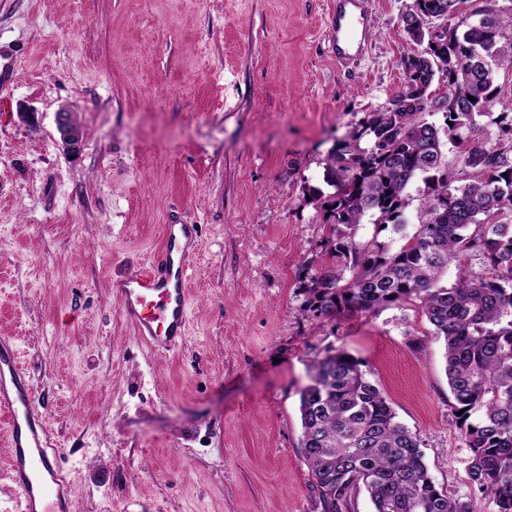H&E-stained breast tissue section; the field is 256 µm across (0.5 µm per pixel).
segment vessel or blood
Wrapping results in <instances>:
<instances>
[{
  "label": "vessel or blood",
  "mask_w": 512,
  "mask_h": 512,
  "mask_svg": "<svg viewBox=\"0 0 512 512\" xmlns=\"http://www.w3.org/2000/svg\"><path fill=\"white\" fill-rule=\"evenodd\" d=\"M360 0H335L331 14L332 49L337 60L358 54L364 36ZM164 242L146 272L113 278L111 288L137 336L159 353L176 350L188 327V275L197 248L199 227L175 219L163 228ZM0 409L8 413L11 448L9 475L19 492L13 512H60L71 486L40 411L33 384L14 345L0 340Z\"/></svg>",
  "instance_id": "1"
}]
</instances>
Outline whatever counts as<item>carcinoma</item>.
I'll use <instances>...</instances> for the list:
<instances>
[{
  "label": "carcinoma",
  "mask_w": 512,
  "mask_h": 512,
  "mask_svg": "<svg viewBox=\"0 0 512 512\" xmlns=\"http://www.w3.org/2000/svg\"><path fill=\"white\" fill-rule=\"evenodd\" d=\"M460 0H414L406 31L429 47L408 58L406 81L389 106L372 112L334 153L327 182L335 191L313 199L324 212L331 257L341 265H304L307 310L333 318L373 314L419 303L444 342L451 407L468 451L470 485L492 498L495 512H512V119L496 116L493 58L512 57V11L459 13ZM456 19L433 36L435 17ZM455 64L441 69L437 60ZM446 93L434 95L435 79ZM474 100H469V97ZM441 115L443 124L430 121ZM495 125L484 135L479 119ZM460 149L462 172L444 160V142ZM425 184L419 220L407 223L410 187ZM370 218L374 234L356 239ZM468 253L487 272L464 267L454 284L442 275ZM300 448L323 512H352L365 491L374 512H476L448 495L431 476L419 438L397 419L378 384L347 352L327 350L301 390Z\"/></svg>",
  "instance_id": "carcinoma-1"
}]
</instances>
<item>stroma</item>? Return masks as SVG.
Returning a JSON list of instances; mask_svg holds the SVG:
<instances>
[{"mask_svg": "<svg viewBox=\"0 0 512 512\" xmlns=\"http://www.w3.org/2000/svg\"><path fill=\"white\" fill-rule=\"evenodd\" d=\"M331 3L0 0V48L19 60L0 91V339L31 373L73 512H322L298 406L331 348L362 362L438 486L495 512L468 481L444 347L417 304L304 309L305 260L331 259L309 196L331 194L328 157L421 50L412 0H363L372 37L336 61ZM176 217L201 237L189 333L162 354L110 281L144 272ZM56 129L59 134V141L64 151L68 154H77L80 152L82 135L80 129L69 110L56 112Z\"/></svg>", "mask_w": 512, "mask_h": 512, "instance_id": "1", "label": "stroma"}]
</instances>
